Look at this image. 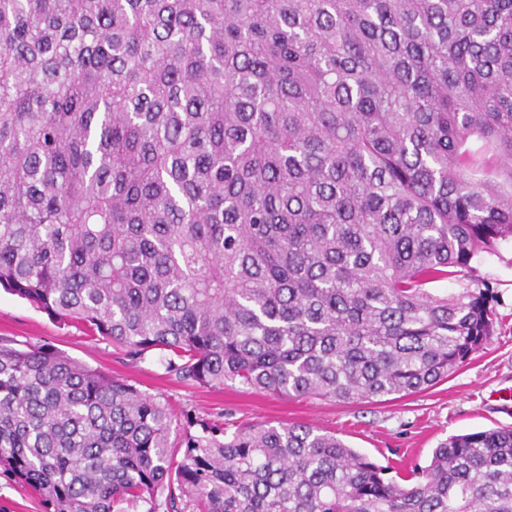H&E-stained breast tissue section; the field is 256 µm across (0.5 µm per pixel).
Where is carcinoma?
<instances>
[{
	"label": "carcinoma",
	"instance_id": "1",
	"mask_svg": "<svg viewBox=\"0 0 512 512\" xmlns=\"http://www.w3.org/2000/svg\"><path fill=\"white\" fill-rule=\"evenodd\" d=\"M509 241L512 0H0V288L131 361L423 392L493 335ZM195 425L0 339V469L45 512H512L511 428L402 485L309 424Z\"/></svg>",
	"mask_w": 512,
	"mask_h": 512
}]
</instances>
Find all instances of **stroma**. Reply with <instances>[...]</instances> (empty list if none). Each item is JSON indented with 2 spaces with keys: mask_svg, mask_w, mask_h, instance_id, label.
Masks as SVG:
<instances>
[{
  "mask_svg": "<svg viewBox=\"0 0 512 512\" xmlns=\"http://www.w3.org/2000/svg\"><path fill=\"white\" fill-rule=\"evenodd\" d=\"M475 267L476 278L496 295V331L489 343L433 388L386 401L289 399L231 382L221 388L201 386L169 373L160 353L129 362L111 340L87 336L2 290L0 337L20 349L62 351L105 375L128 380L168 403L178 423L197 417L216 424H312L403 476L414 465H426L433 449L449 436L512 427V243L482 256Z\"/></svg>",
  "mask_w": 512,
  "mask_h": 512,
  "instance_id": "obj_1",
  "label": "stroma"
}]
</instances>
